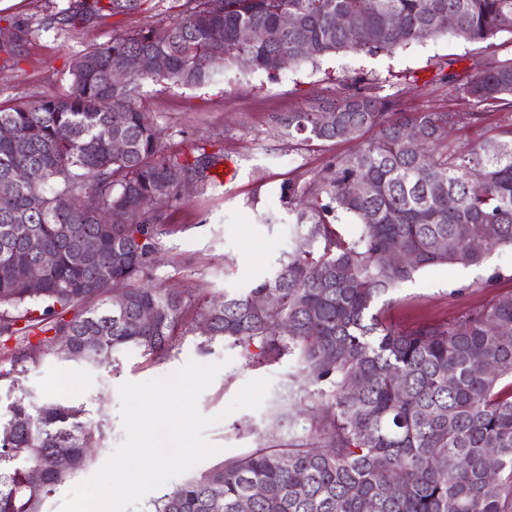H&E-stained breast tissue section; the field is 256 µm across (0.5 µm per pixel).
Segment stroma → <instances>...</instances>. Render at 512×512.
Returning <instances> with one entry per match:
<instances>
[{"label": "stroma", "instance_id": "stroma-1", "mask_svg": "<svg viewBox=\"0 0 512 512\" xmlns=\"http://www.w3.org/2000/svg\"><path fill=\"white\" fill-rule=\"evenodd\" d=\"M183 2L143 0L132 12L75 28L39 31L23 44L19 56L0 54V106L64 91L69 67L79 52L107 43L118 33L177 21ZM510 58V33L483 42L447 34L390 53L350 51L316 66L304 63L272 74L232 67L223 79L197 88L145 83L135 106L150 117L167 146L187 150L202 144L224 155L217 168L224 177L223 186L193 190L171 208V233L162 240L166 254L155 278L176 288H207L219 295L251 288L278 268L298 235L289 199H303L306 182L334 157L355 152L357 145L352 141L302 143L282 135L275 116L295 111L316 97H333L342 84L358 80L380 95L398 99L403 111L457 114L448 146L464 154L496 135L499 127L512 124V108L486 113L482 122H473L476 105L436 82L438 67L450 61L463 68L475 59ZM510 293L512 248L502 247L478 265H445L419 272L392 293L384 316L403 328L451 321ZM196 342V336H187L169 355L151 362L137 351H124L117 374L46 356L23 376V386L33 392L37 403H82L91 418L109 427L108 438L96 448L88 469L77 473V480L89 477L125 438L117 391L123 382L166 375L191 359L223 362V369L198 400L200 412L211 416L222 411L247 380L271 378L272 387L260 410L237 411L206 431L207 440L221 448L216 456L221 462L253 448V428L263 427L276 403L304 381L295 357L255 365L239 348L217 344L203 355Z\"/></svg>", "mask_w": 512, "mask_h": 512}]
</instances>
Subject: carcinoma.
<instances>
[{"mask_svg":"<svg viewBox=\"0 0 512 512\" xmlns=\"http://www.w3.org/2000/svg\"><path fill=\"white\" fill-rule=\"evenodd\" d=\"M141 0H69L38 23L17 28L11 54L37 29L76 27L123 14ZM356 23L336 26V15ZM296 25L281 27L285 15ZM456 27L448 29V16ZM265 38L237 40L242 27ZM448 32L469 42L512 33V0H189L184 16L161 27L115 34L82 51L69 87L38 101L0 108V342L15 340L0 385L15 393L0 413V512H44L47 498L92 462L107 437L84 405L45 403L20 387L37 355L92 367L135 349L161 358L188 334L206 354L215 343L240 348L248 361L293 356L306 372L301 398L321 411L307 434L279 432L288 405L272 416L258 444L189 478L153 500L146 512H512V294L495 297L450 322L399 329L379 303L422 270L476 265L512 247V127L468 155L444 143L449 112H404L399 103L354 80L335 97L315 98L277 119L301 141H353L362 148L335 157L292 209L300 234L275 273L219 298L208 289L153 282L168 210L192 182L216 184L223 154L202 145L170 150L134 107L146 81L200 87L229 66L266 70L281 54L288 65L312 64L347 51L391 53ZM156 60L147 74L112 85V68L133 54ZM448 91L486 112L512 107V59L475 60L444 76ZM336 123L317 124L322 108ZM426 133L424 146L408 131ZM126 151L116 157L112 141ZM22 168L24 181L13 173ZM371 187L352 198L347 185ZM109 210L118 222L102 224ZM361 224L354 239L338 213ZM39 238L55 256L42 285H29ZM393 252L409 260L386 263ZM326 275L316 278L315 269ZM278 293L275 307L257 295ZM149 313L152 321L127 326ZM69 337L60 349L57 337ZM65 454L68 465L57 457ZM41 471L38 484L30 472Z\"/></svg>","mask_w":512,"mask_h":512,"instance_id":"cac0c4a2","label":"carcinoma"}]
</instances>
